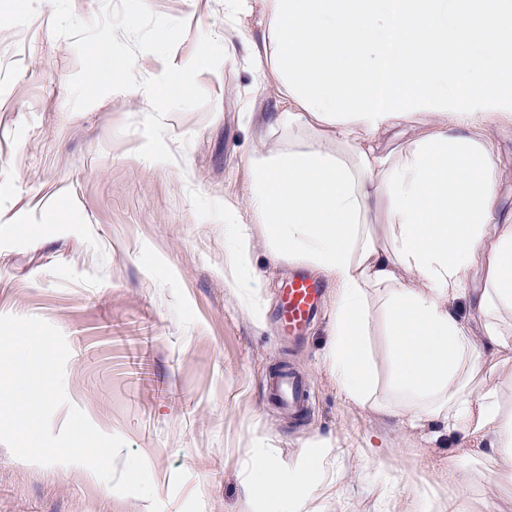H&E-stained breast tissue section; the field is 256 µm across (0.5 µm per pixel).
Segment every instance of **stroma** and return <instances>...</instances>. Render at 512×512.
<instances>
[{"instance_id": "stroma-1", "label": "stroma", "mask_w": 512, "mask_h": 512, "mask_svg": "<svg viewBox=\"0 0 512 512\" xmlns=\"http://www.w3.org/2000/svg\"><path fill=\"white\" fill-rule=\"evenodd\" d=\"M186 23L173 65L203 35L225 51L197 81L209 97L165 119L174 159L138 156L144 90L70 107L79 69L51 31V0H0V315L37 317L64 335L68 406L145 460L163 512H512V467L490 470L489 442L348 399L330 368L336 288L302 342L280 338L281 288L301 258L275 257L253 207L252 163L311 139L278 126L252 134L250 115L281 112L279 82L259 79L260 13L227 17L224 0H146ZM479 134L497 161L496 222L512 217V122ZM249 233L253 264L239 287L224 258ZM292 360L314 386L296 422L265 378ZM272 462V471L262 469ZM307 468L305 484L288 480ZM0 512H149L81 465H38L0 444Z\"/></svg>"}]
</instances>
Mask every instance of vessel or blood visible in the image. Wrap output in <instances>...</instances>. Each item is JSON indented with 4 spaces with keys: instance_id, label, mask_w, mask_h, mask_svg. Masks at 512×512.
<instances>
[{
    "instance_id": "b4317fda",
    "label": "vessel or blood",
    "mask_w": 512,
    "mask_h": 512,
    "mask_svg": "<svg viewBox=\"0 0 512 512\" xmlns=\"http://www.w3.org/2000/svg\"><path fill=\"white\" fill-rule=\"evenodd\" d=\"M324 292L319 280L302 273L293 275L281 291L278 321L283 332L301 335L317 317ZM270 393L291 414L307 413L312 408V386L293 365L282 364L273 371Z\"/></svg>"
}]
</instances>
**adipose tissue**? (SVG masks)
Here are the masks:
<instances>
[{"label":"adipose tissue","mask_w":512,"mask_h":512,"mask_svg":"<svg viewBox=\"0 0 512 512\" xmlns=\"http://www.w3.org/2000/svg\"><path fill=\"white\" fill-rule=\"evenodd\" d=\"M255 8L268 32L255 70L279 79L288 106L255 133H314L254 160L255 206L274 255L303 257L336 286L339 387L512 456V409L451 306L484 264L485 340L497 369L512 363V222L492 221L497 170L477 134L512 121V0H224L230 16ZM401 121L420 136L379 151ZM374 313L390 345L387 402L366 347Z\"/></svg>","instance_id":"1"}]
</instances>
